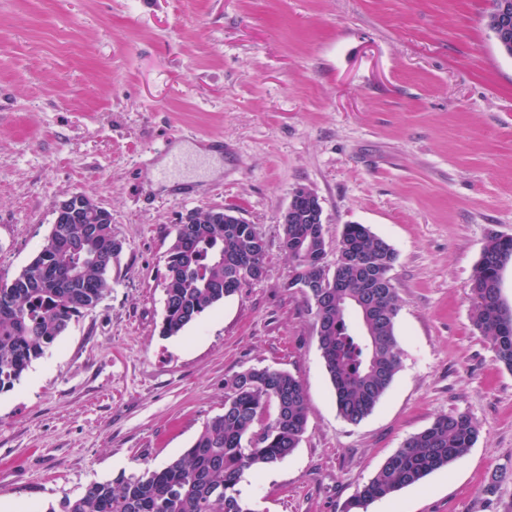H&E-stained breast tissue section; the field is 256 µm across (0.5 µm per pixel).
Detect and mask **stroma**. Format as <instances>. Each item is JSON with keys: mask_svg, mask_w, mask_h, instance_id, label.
<instances>
[{"mask_svg": "<svg viewBox=\"0 0 512 512\" xmlns=\"http://www.w3.org/2000/svg\"><path fill=\"white\" fill-rule=\"evenodd\" d=\"M491 0H0V280L42 249L57 204L112 215V289L0 392V512H43L95 481L162 467L251 367L290 372L298 448L239 488L256 512H348L441 415L479 428L453 464L367 512H512V371L472 322L470 281L512 237V56ZM189 146L163 168L166 138ZM323 208L397 254L401 365L371 414L338 413L318 324L289 287L281 216ZM235 208L265 273L175 336L165 257L188 213Z\"/></svg>", "mask_w": 512, "mask_h": 512, "instance_id": "35a3bbf8", "label": "stroma"}]
</instances>
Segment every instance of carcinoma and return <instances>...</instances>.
<instances>
[{"mask_svg":"<svg viewBox=\"0 0 512 512\" xmlns=\"http://www.w3.org/2000/svg\"><path fill=\"white\" fill-rule=\"evenodd\" d=\"M190 231L176 225L164 275L165 336L178 334L208 309L233 295L243 280L238 256L265 264L266 250L253 224H226L215 211L193 215ZM96 232L65 224L51 228L37 256L12 280L0 281V391L13 387L31 363L67 330L71 320L94 309L111 289L109 269L122 251L112 236V215L94 214ZM283 247L292 261L288 287L297 280L327 283L305 294L321 321L320 351L341 417H367L400 368L395 319L399 299L386 278L394 248L363 224H347L335 268L326 267L320 224L284 225ZM512 259V238H491L471 279L472 320L488 338L497 360L512 370V311L502 298L501 271ZM273 416H265L269 404ZM307 428L301 382L270 367L248 368L224 383L223 411L204 424L191 448L159 469L89 484L44 512H256L238 489L244 470L273 466L298 447ZM478 429L466 414L437 417L405 440L350 507L420 482L471 448Z\"/></svg>","mask_w":512,"mask_h":512,"instance_id":"carcinoma-1","label":"carcinoma"}]
</instances>
